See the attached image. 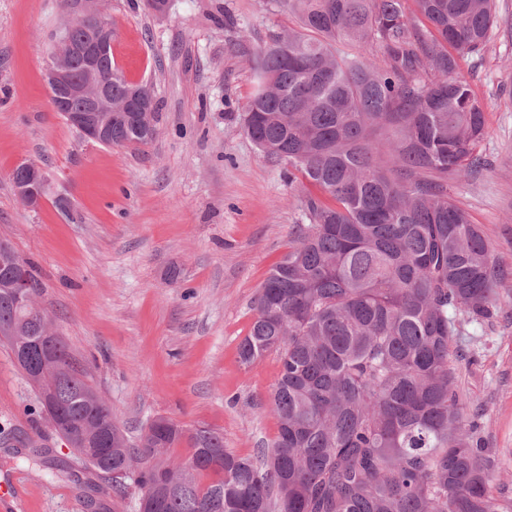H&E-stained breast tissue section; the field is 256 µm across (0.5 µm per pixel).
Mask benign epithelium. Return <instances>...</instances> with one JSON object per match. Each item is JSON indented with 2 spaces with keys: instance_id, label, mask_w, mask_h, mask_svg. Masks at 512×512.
Segmentation results:
<instances>
[{
  "instance_id": "1",
  "label": "benign epithelium",
  "mask_w": 512,
  "mask_h": 512,
  "mask_svg": "<svg viewBox=\"0 0 512 512\" xmlns=\"http://www.w3.org/2000/svg\"><path fill=\"white\" fill-rule=\"evenodd\" d=\"M65 9L75 21L91 23L89 39L83 45H76L69 38V27L61 30L48 56L45 77L52 103L56 111L77 129L88 141L103 143L112 133V78L104 75L112 67V25L101 16L99 0H66ZM82 59V74L75 76L74 59ZM82 102L79 107L73 106ZM123 112H135L146 124L153 125V101L135 91L121 107ZM25 179L14 182L20 201L30 207L41 203L46 193V181L41 168L33 162L22 164ZM17 275L11 287L18 297L17 305L28 307L32 300L31 284L25 274L22 261L16 254L10 255ZM57 335L46 330L34 345L42 356V361L53 357V347ZM46 411L53 420V430L65 441L69 434L59 425L60 410L51 397H43Z\"/></svg>"
}]
</instances>
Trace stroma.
Returning a JSON list of instances; mask_svg holds the SVG:
<instances>
[{
    "label": "stroma",
    "mask_w": 512,
    "mask_h": 512,
    "mask_svg": "<svg viewBox=\"0 0 512 512\" xmlns=\"http://www.w3.org/2000/svg\"><path fill=\"white\" fill-rule=\"evenodd\" d=\"M100 7L113 63L154 90L156 135L122 148L83 139L43 75L69 16L59 0H0V241L32 262L41 306L128 435L163 417L254 455L278 433L270 396L280 361L270 353L243 366L238 345L262 282L307 218L304 187L259 151L244 116L254 48L295 20L276 0H171L164 14L144 0ZM461 68L487 134L476 148L482 168L449 182L448 195L483 227L512 291V0H497L490 41ZM24 161L47 182L35 208L11 179ZM461 331L460 392L493 450L492 493L512 503V306ZM36 407L34 385L0 341V480L24 487L13 512H112L90 490L96 473Z\"/></svg>",
    "instance_id": "stroma-1"
}]
</instances>
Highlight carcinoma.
<instances>
[{"label": "carcinoma", "mask_w": 512, "mask_h": 512, "mask_svg": "<svg viewBox=\"0 0 512 512\" xmlns=\"http://www.w3.org/2000/svg\"><path fill=\"white\" fill-rule=\"evenodd\" d=\"M278 0L297 27L253 52L244 117L265 156L319 194L309 223L270 270L239 357L280 360L270 406L279 431L257 455L220 433L159 418L134 444L59 340L50 389L77 432L109 424L112 465L141 498L170 486L161 512H504L492 449L464 402L455 361L461 324L512 304L484 232L448 198L471 176L486 134L458 59L491 39L496 0ZM426 19L435 33L424 30ZM151 141L112 113V145ZM0 269V325L36 337L44 309L19 314ZM185 442L186 461L166 450ZM98 495L124 503L100 465ZM215 479L203 485L200 477Z\"/></svg>", "instance_id": "carcinoma-1"}]
</instances>
